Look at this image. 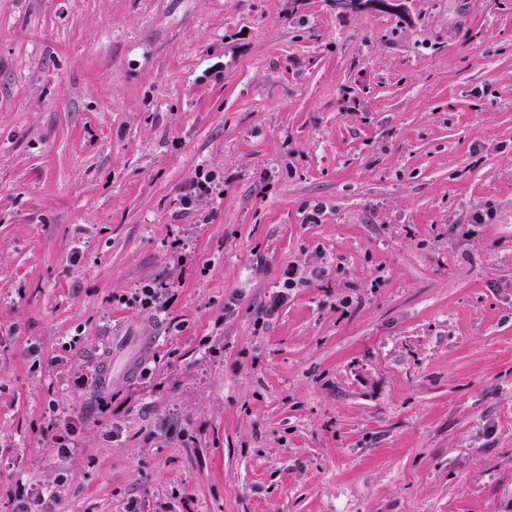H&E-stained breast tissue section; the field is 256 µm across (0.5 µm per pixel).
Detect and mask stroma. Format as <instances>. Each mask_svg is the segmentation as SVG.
Returning a JSON list of instances; mask_svg holds the SVG:
<instances>
[{
    "mask_svg": "<svg viewBox=\"0 0 512 512\" xmlns=\"http://www.w3.org/2000/svg\"><path fill=\"white\" fill-rule=\"evenodd\" d=\"M11 326L0 512H512V0H0Z\"/></svg>",
    "mask_w": 512,
    "mask_h": 512,
    "instance_id": "35a3bbf8",
    "label": "stroma"
}]
</instances>
